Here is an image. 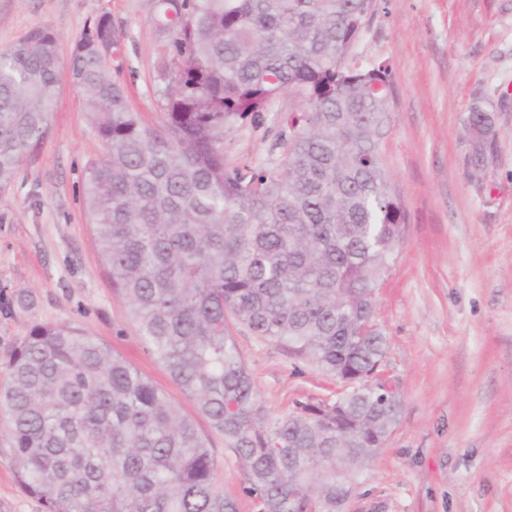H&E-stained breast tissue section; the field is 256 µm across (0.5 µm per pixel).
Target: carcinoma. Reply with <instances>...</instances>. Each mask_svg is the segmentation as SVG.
Wrapping results in <instances>:
<instances>
[{"mask_svg": "<svg viewBox=\"0 0 512 512\" xmlns=\"http://www.w3.org/2000/svg\"><path fill=\"white\" fill-rule=\"evenodd\" d=\"M377 0H161L162 119L145 125L112 75L100 17L64 69L57 37L0 52V188L49 134L69 79L103 145L89 219L140 336L244 464L260 512H340L399 420L378 369L375 294L406 214L378 150L389 66L351 51ZM286 92L268 158L231 166L224 137ZM355 386L329 411L268 414L227 315ZM0 409L12 463L46 512H237L210 439L122 355L75 326L36 325L8 356Z\"/></svg>", "mask_w": 512, "mask_h": 512, "instance_id": "carcinoma-1", "label": "carcinoma"}]
</instances>
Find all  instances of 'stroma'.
Returning <instances> with one entry per match:
<instances>
[{
  "label": "stroma",
  "instance_id": "1",
  "mask_svg": "<svg viewBox=\"0 0 512 512\" xmlns=\"http://www.w3.org/2000/svg\"><path fill=\"white\" fill-rule=\"evenodd\" d=\"M104 15L120 34L117 77L129 106L157 124L156 61L169 36L156 0H0V50L45 26L68 65ZM354 52L391 69L379 151L406 232L377 291L375 323L402 409L342 512H512V0H377ZM478 102L489 116L484 133L470 125ZM294 105L282 95L260 125H236L224 140L227 163H262ZM48 123L37 155L0 191V385L33 326L78 327L167 393L210 438L225 496L238 512H258L242 465L155 360L109 281L82 178L102 143L69 81ZM231 332L272 415L335 397V380L245 325ZM8 425L0 414V512H45L16 478Z\"/></svg>",
  "mask_w": 512,
  "mask_h": 512
}]
</instances>
